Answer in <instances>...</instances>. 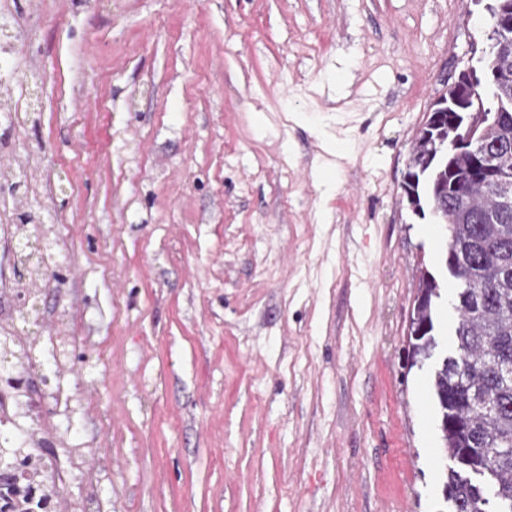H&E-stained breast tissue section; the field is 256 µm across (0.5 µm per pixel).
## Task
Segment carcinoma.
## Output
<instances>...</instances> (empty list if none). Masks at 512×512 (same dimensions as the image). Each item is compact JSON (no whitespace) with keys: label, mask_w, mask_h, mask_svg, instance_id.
<instances>
[{"label":"carcinoma","mask_w":512,"mask_h":512,"mask_svg":"<svg viewBox=\"0 0 512 512\" xmlns=\"http://www.w3.org/2000/svg\"><path fill=\"white\" fill-rule=\"evenodd\" d=\"M486 64L500 71L498 85L463 105L472 118L471 142L460 152L442 145L462 136L443 124L418 132L410 166L422 169L409 184L419 201L447 202L436 213L448 225V263L459 284L456 352L443 361L433 380L444 450L453 466L446 473L448 500L460 512H512V204L499 206L495 184L472 180L477 162L488 157L512 177V111H499V100L512 98V28L499 35ZM433 306L415 304L410 317L411 358H427L434 349Z\"/></svg>","instance_id":"1"}]
</instances>
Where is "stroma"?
I'll return each instance as SVG.
<instances>
[{
  "instance_id": "1",
  "label": "stroma",
  "mask_w": 512,
  "mask_h": 512,
  "mask_svg": "<svg viewBox=\"0 0 512 512\" xmlns=\"http://www.w3.org/2000/svg\"><path fill=\"white\" fill-rule=\"evenodd\" d=\"M489 33L483 0H0L29 116L0 168L65 241L35 294L75 356L43 367L56 454L103 451L98 512H450L456 282L401 185ZM433 303L430 305L420 301L415 303L413 312L410 317V332H409V348L411 352L412 363H416L418 357L428 358L431 356V351L434 349L435 339L432 335L434 330L433 320ZM429 322L431 332H423L419 334L420 327Z\"/></svg>"
}]
</instances>
